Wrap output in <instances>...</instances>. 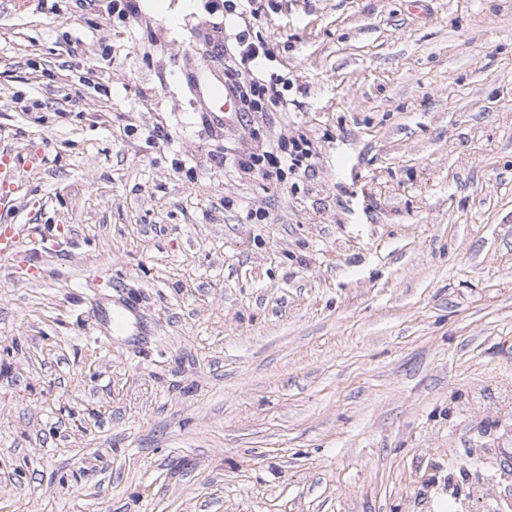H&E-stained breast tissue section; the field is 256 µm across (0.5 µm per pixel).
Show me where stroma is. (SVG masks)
<instances>
[{
	"label": "stroma",
	"mask_w": 512,
	"mask_h": 512,
	"mask_svg": "<svg viewBox=\"0 0 512 512\" xmlns=\"http://www.w3.org/2000/svg\"><path fill=\"white\" fill-rule=\"evenodd\" d=\"M131 2L0 0V157L45 151L0 219V512H495L512 0H263L253 139L185 79L224 0ZM300 133L306 175L222 163Z\"/></svg>",
	"instance_id": "35a3bbf8"
}]
</instances>
